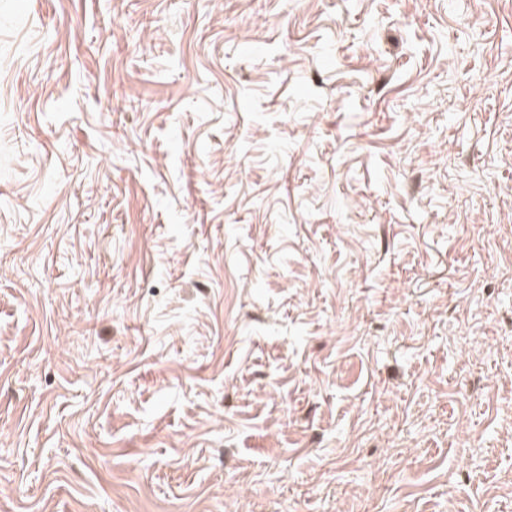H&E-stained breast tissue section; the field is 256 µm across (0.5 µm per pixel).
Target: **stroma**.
I'll list each match as a JSON object with an SVG mask.
<instances>
[{"label": "stroma", "instance_id": "obj_1", "mask_svg": "<svg viewBox=\"0 0 512 512\" xmlns=\"http://www.w3.org/2000/svg\"><path fill=\"white\" fill-rule=\"evenodd\" d=\"M512 0H0V512H512Z\"/></svg>", "mask_w": 512, "mask_h": 512}]
</instances>
